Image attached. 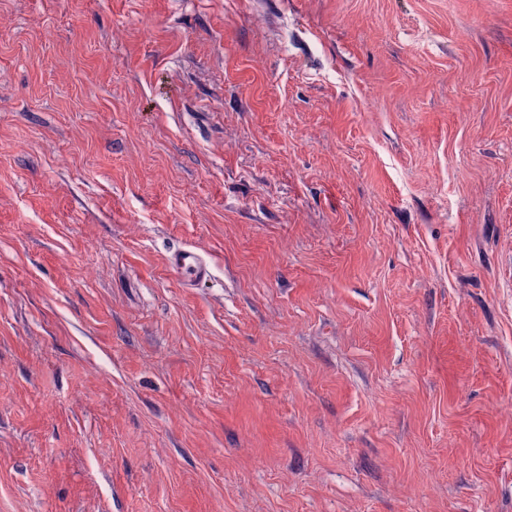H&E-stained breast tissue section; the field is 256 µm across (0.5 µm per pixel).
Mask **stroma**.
<instances>
[{"mask_svg": "<svg viewBox=\"0 0 512 512\" xmlns=\"http://www.w3.org/2000/svg\"><path fill=\"white\" fill-rule=\"evenodd\" d=\"M510 407L512 0H0V512H512ZM169 268L173 277L185 286L211 280L213 276L210 262L191 248L173 252L169 258Z\"/></svg>", "mask_w": 512, "mask_h": 512, "instance_id": "stroma-1", "label": "stroma"}]
</instances>
